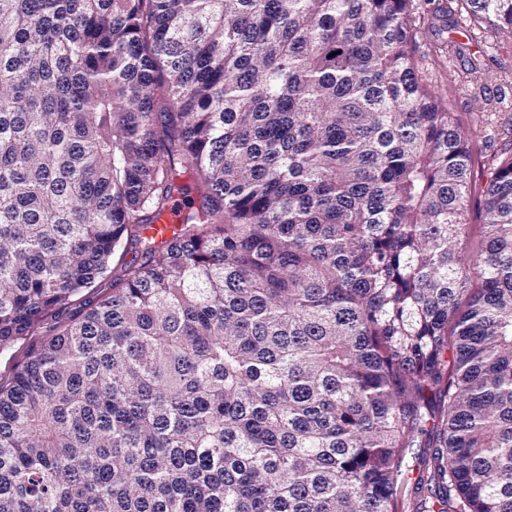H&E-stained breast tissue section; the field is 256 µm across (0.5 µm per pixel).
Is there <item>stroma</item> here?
Returning <instances> with one entry per match:
<instances>
[{
  "mask_svg": "<svg viewBox=\"0 0 512 512\" xmlns=\"http://www.w3.org/2000/svg\"><path fill=\"white\" fill-rule=\"evenodd\" d=\"M451 23L442 55L435 52L433 32L421 28L415 47L420 74L431 89L447 91L449 111L472 131L483 161L504 157L512 153V36L490 37L475 30L465 37V19L455 15ZM472 64L481 73L479 91L464 76Z\"/></svg>",
  "mask_w": 512,
  "mask_h": 512,
  "instance_id": "35a3bbf8",
  "label": "stroma"
}]
</instances>
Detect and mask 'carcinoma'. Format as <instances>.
Segmentation results:
<instances>
[{
	"label": "carcinoma",
	"instance_id": "1",
	"mask_svg": "<svg viewBox=\"0 0 512 512\" xmlns=\"http://www.w3.org/2000/svg\"><path fill=\"white\" fill-rule=\"evenodd\" d=\"M413 7L0 0V512H512V153Z\"/></svg>",
	"mask_w": 512,
	"mask_h": 512
}]
</instances>
